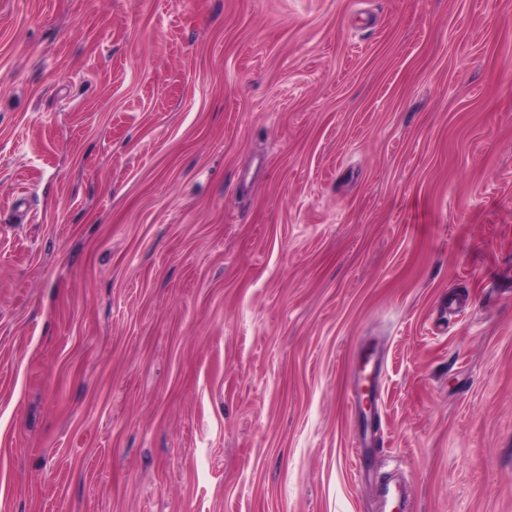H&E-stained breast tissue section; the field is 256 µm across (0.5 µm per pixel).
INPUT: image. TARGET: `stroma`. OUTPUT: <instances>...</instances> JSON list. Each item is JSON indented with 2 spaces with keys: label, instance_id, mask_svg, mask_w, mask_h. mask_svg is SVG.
I'll return each instance as SVG.
<instances>
[{
  "label": "stroma",
  "instance_id": "obj_1",
  "mask_svg": "<svg viewBox=\"0 0 512 512\" xmlns=\"http://www.w3.org/2000/svg\"><path fill=\"white\" fill-rule=\"evenodd\" d=\"M388 473L512 512V0H0V512ZM376 368L366 362L361 369L360 382L355 391L351 394L352 400L360 405L365 399L369 401L370 408L376 404L374 377Z\"/></svg>",
  "mask_w": 512,
  "mask_h": 512
}]
</instances>
